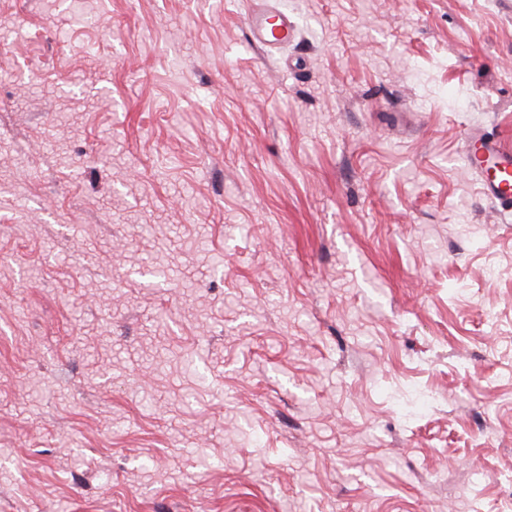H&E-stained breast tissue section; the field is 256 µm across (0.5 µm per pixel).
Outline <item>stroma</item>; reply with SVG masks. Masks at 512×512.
I'll use <instances>...</instances> for the list:
<instances>
[{"mask_svg": "<svg viewBox=\"0 0 512 512\" xmlns=\"http://www.w3.org/2000/svg\"><path fill=\"white\" fill-rule=\"evenodd\" d=\"M0 0V512H512V0ZM262 7L246 18L254 41L270 49H278L294 38L288 16L278 9L276 0H261ZM465 160L468 167L480 174L483 194L503 211H511L512 147L485 131H475L467 137Z\"/></svg>", "mask_w": 512, "mask_h": 512, "instance_id": "1", "label": "stroma"}]
</instances>
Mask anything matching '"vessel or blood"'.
Returning a JSON list of instances; mask_svg holds the SVG:
<instances>
[{"instance_id": "1", "label": "vessel or blood", "mask_w": 512, "mask_h": 512, "mask_svg": "<svg viewBox=\"0 0 512 512\" xmlns=\"http://www.w3.org/2000/svg\"><path fill=\"white\" fill-rule=\"evenodd\" d=\"M254 41L270 49L290 42L294 28L288 16L282 13L276 0H261V7L247 18ZM465 160L468 167L482 176L484 195L494 200L503 211L512 210V147L483 131L468 135Z\"/></svg>"}]
</instances>
